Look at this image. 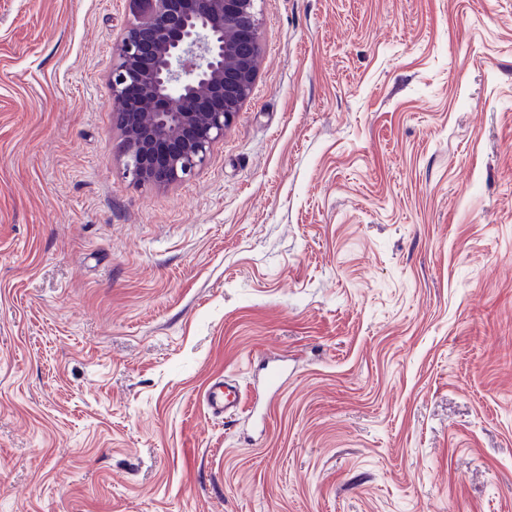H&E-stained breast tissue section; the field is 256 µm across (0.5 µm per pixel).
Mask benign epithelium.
I'll return each instance as SVG.
<instances>
[{
  "label": "benign epithelium",
  "instance_id": "obj_1",
  "mask_svg": "<svg viewBox=\"0 0 512 512\" xmlns=\"http://www.w3.org/2000/svg\"><path fill=\"white\" fill-rule=\"evenodd\" d=\"M109 88L125 172L138 184L195 175L256 79L259 0H131Z\"/></svg>",
  "mask_w": 512,
  "mask_h": 512
}]
</instances>
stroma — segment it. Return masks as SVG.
I'll use <instances>...</instances> for the list:
<instances>
[{
  "label": "stroma",
  "mask_w": 512,
  "mask_h": 512,
  "mask_svg": "<svg viewBox=\"0 0 512 512\" xmlns=\"http://www.w3.org/2000/svg\"><path fill=\"white\" fill-rule=\"evenodd\" d=\"M260 8L249 99L156 187L130 0H0V512H512V0ZM204 403L213 415L228 419L240 408V390L236 384L216 379L207 390Z\"/></svg>",
  "instance_id": "35a3bbf8"
}]
</instances>
